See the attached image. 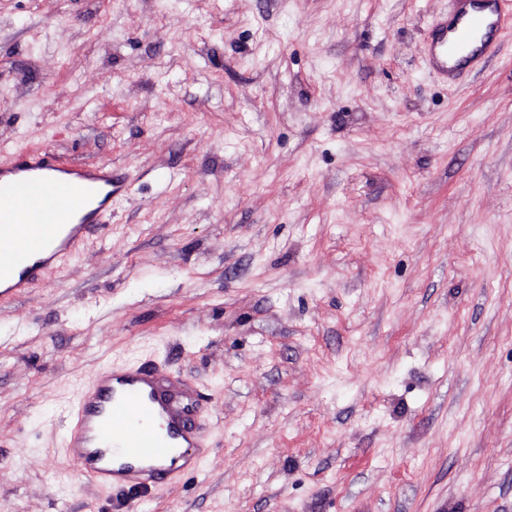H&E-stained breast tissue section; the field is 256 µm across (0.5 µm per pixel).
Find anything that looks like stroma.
<instances>
[{
    "instance_id": "obj_1",
    "label": "stroma",
    "mask_w": 512,
    "mask_h": 512,
    "mask_svg": "<svg viewBox=\"0 0 512 512\" xmlns=\"http://www.w3.org/2000/svg\"><path fill=\"white\" fill-rule=\"evenodd\" d=\"M448 0H0V163L108 162L109 230L0 301V512H117L61 447L151 359L198 473L130 512H512V38ZM450 1V22H441L436 36L422 49L425 61L449 83L494 55L512 33L510 0Z\"/></svg>"
}]
</instances>
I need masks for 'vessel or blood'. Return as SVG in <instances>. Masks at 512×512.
Listing matches in <instances>:
<instances>
[{
	"label": "vessel or blood",
	"mask_w": 512,
	"mask_h": 512,
	"mask_svg": "<svg viewBox=\"0 0 512 512\" xmlns=\"http://www.w3.org/2000/svg\"><path fill=\"white\" fill-rule=\"evenodd\" d=\"M512 36V0H451L449 19L422 54L455 81ZM112 211V166L63 168L48 150L19 152L0 166V298L22 293L75 254ZM158 365L124 363L79 391L64 418L63 445L96 484L147 489L198 468L196 403L159 384ZM184 458L176 466V458Z\"/></svg>",
	"instance_id": "vessel-or-blood-1"
}]
</instances>
